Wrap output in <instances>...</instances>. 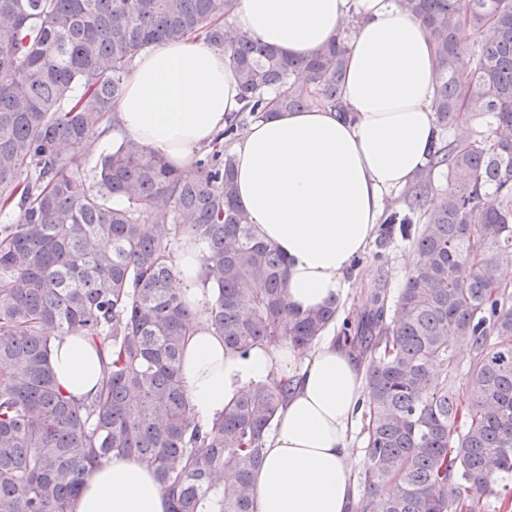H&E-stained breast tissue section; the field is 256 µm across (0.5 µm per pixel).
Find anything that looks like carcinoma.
I'll use <instances>...</instances> for the list:
<instances>
[{"label":"carcinoma","instance_id":"obj_1","mask_svg":"<svg viewBox=\"0 0 512 512\" xmlns=\"http://www.w3.org/2000/svg\"><path fill=\"white\" fill-rule=\"evenodd\" d=\"M428 29L440 133L383 213L413 239L394 308L372 291L345 338L366 363V495L354 512H486L512 471V0H397ZM239 0H0V512H69L112 454L151 468L171 512H253L252 476L288 382H250L201 428L181 385L189 312L171 288L185 232L218 288L209 321L241 353H305L339 304L286 302L285 259L236 199L230 145L273 109L343 110L352 21L305 60L233 26ZM202 33L232 64L244 107L187 181L134 140L87 167L136 57ZM486 124L471 135L448 129ZM448 171V187L434 173ZM94 172L96 189L86 185ZM53 329L107 352L89 403L59 388ZM468 346L463 383L455 347ZM381 483L386 495L377 493Z\"/></svg>","mask_w":512,"mask_h":512}]
</instances>
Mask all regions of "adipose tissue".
<instances>
[{"label":"adipose tissue","mask_w":512,"mask_h":512,"mask_svg":"<svg viewBox=\"0 0 512 512\" xmlns=\"http://www.w3.org/2000/svg\"><path fill=\"white\" fill-rule=\"evenodd\" d=\"M352 16L345 112L276 111L231 147L236 197L255 236L286 257L287 303L300 311L346 299L352 263L373 240L385 200L429 162L439 131L431 110L432 39L397 0H240L234 18L283 56L299 59L334 39ZM242 106L223 52L186 37L136 58L113 108L112 143L138 141L194 179L200 150L211 147ZM173 286L193 313L179 373L199 425L219 417L248 382L275 377L292 384L252 477L254 512H347L356 493L350 439L365 410L364 364L333 336L303 356L284 343L244 356L226 350L207 324L217 290L186 235ZM105 359L86 337L51 339L57 383L76 401L98 393ZM170 510L153 471L118 454L88 474L70 505V512Z\"/></svg>","instance_id":"1"}]
</instances>
